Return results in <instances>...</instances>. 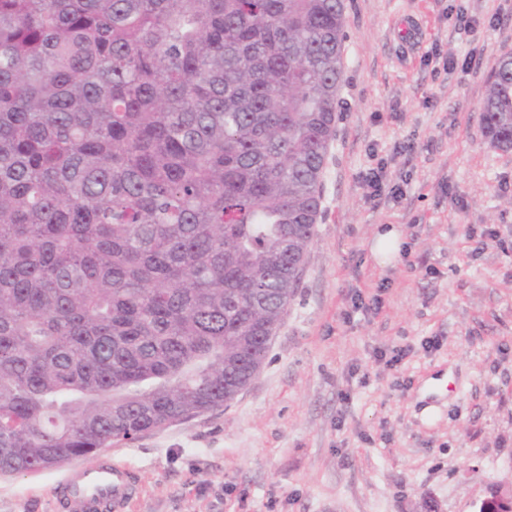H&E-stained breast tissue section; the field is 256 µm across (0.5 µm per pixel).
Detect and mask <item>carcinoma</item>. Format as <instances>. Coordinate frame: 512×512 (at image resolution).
<instances>
[{
	"label": "carcinoma",
	"mask_w": 512,
	"mask_h": 512,
	"mask_svg": "<svg viewBox=\"0 0 512 512\" xmlns=\"http://www.w3.org/2000/svg\"><path fill=\"white\" fill-rule=\"evenodd\" d=\"M345 0H0V474L229 405L301 282ZM482 133L512 149V58Z\"/></svg>",
	"instance_id": "cac0c4a2"
}]
</instances>
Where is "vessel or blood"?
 I'll return each instance as SVG.
<instances>
[{"instance_id":"vessel-or-blood-1","label":"vessel or blood","mask_w":512,"mask_h":512,"mask_svg":"<svg viewBox=\"0 0 512 512\" xmlns=\"http://www.w3.org/2000/svg\"><path fill=\"white\" fill-rule=\"evenodd\" d=\"M139 493L132 471L104 452L70 469L57 486L62 512H129Z\"/></svg>"}]
</instances>
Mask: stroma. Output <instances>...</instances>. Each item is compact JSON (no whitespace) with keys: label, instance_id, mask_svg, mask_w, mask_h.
<instances>
[{"label":"stroma","instance_id":"stroma-1","mask_svg":"<svg viewBox=\"0 0 512 512\" xmlns=\"http://www.w3.org/2000/svg\"><path fill=\"white\" fill-rule=\"evenodd\" d=\"M346 5L299 288L234 402L112 447L142 486L131 512H473L512 484V149L490 144L479 112L512 46V0ZM376 157L400 198L371 197ZM383 224L406 243L384 265L370 252ZM359 295L381 312L351 314ZM64 472L0 475V512H57Z\"/></svg>","mask_w":512,"mask_h":512}]
</instances>
